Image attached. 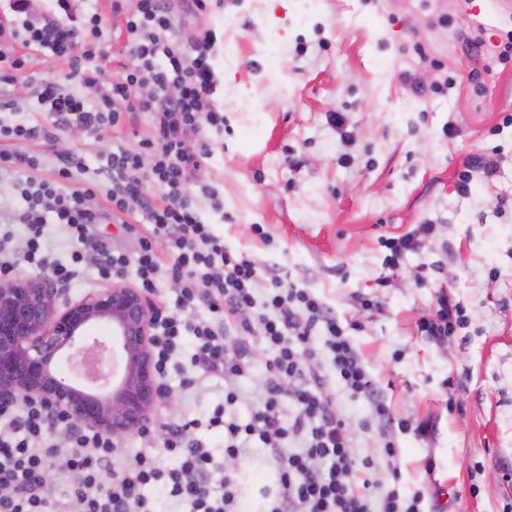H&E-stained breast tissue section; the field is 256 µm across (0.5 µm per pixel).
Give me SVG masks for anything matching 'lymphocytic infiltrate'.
Listing matches in <instances>:
<instances>
[{
    "label": "lymphocytic infiltrate",
    "instance_id": "1",
    "mask_svg": "<svg viewBox=\"0 0 512 512\" xmlns=\"http://www.w3.org/2000/svg\"><path fill=\"white\" fill-rule=\"evenodd\" d=\"M33 0H9L10 12L0 16V84L14 81L26 66L16 45L64 61L71 77L95 87L93 102L70 93L54 80L42 81L35 97L43 111L86 130L103 132L135 112L151 113L153 136L142 151L112 152L106 156L109 184L105 197L112 218L122 221L129 202L138 198L150 224L135 253L109 249L93 237L91 224L98 213L90 201L94 189L73 186L75 173L84 171L81 156L58 159L57 180L38 178V157L24 150V142L50 138L39 125H0V139L14 142L0 150V167L24 172L19 181L26 203L18 221L26 234L20 250H12V230L0 232V275L24 265L50 271L68 284L86 270L98 281L121 282L135 274V288L155 294L162 269L156 251L164 239L172 263L169 272L179 284L175 305L155 310L154 363L160 394L169 391V362L183 336L195 339L194 366L224 380V402L207 421L187 413L170 414L145 430L148 450L119 458L111 435L69 421L52 422L45 407L33 399L0 407V512H155L145 498L146 487L162 489L170 502L186 504L190 512H241L238 471L215 476L212 456L189 433L200 424L224 432V455L242 458L259 451L275 470L276 486L263 491L264 512H425L423 493L403 496L396 431L424 435L426 422L409 424L395 417L381 386L370 376L330 307L308 289L285 283L273 275L261 279L251 258L229 252L223 239L201 221L185 186L211 154L207 140L190 144L188 133L224 123L210 97L217 84L212 64L215 39L206 32L192 50L168 38L171 18L164 0H139L124 15L122 0H112L113 15H124L132 60L119 76L105 80L95 65L104 30L99 15L72 25L53 16L33 14ZM164 187L155 203L144 197L146 182ZM54 219L74 244L69 262L56 261L44 241V224ZM209 315L193 317L197 305ZM466 322L460 303L438 291L418 330L445 341ZM323 327L335 369L344 385L371 406L378 417L379 451L386 462L389 489L373 494L365 476L369 459L355 460L346 423L336 411L329 382L318 370L311 344L315 327ZM273 353L266 365L262 397L247 417L235 411L241 393L238 382L252 372L253 345ZM294 415H286L287 404ZM64 460L65 473L76 475L71 496H58L45 478L46 460Z\"/></svg>",
    "mask_w": 512,
    "mask_h": 512
}]
</instances>
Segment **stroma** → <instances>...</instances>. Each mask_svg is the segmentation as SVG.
Returning <instances> with one entry per match:
<instances>
[{"mask_svg":"<svg viewBox=\"0 0 512 512\" xmlns=\"http://www.w3.org/2000/svg\"><path fill=\"white\" fill-rule=\"evenodd\" d=\"M174 25L168 37L191 49L205 31L216 35L213 102L221 129L205 128L212 153L187 186L200 216L225 246L310 289L332 307L361 359L385 387L391 411L427 420L425 437L397 433L407 491L441 489L438 512H512V64L497 66L487 89L472 76L485 63L468 42L462 20L484 19L488 38L512 30V0H223L196 14L186 0H166ZM99 14L104 26L98 65L117 75L129 62L123 18L111 0H76L75 21ZM444 13L448 22L429 26ZM444 69L416 67V42ZM448 95L432 93L444 78ZM59 81L91 100L92 88L68 76L60 62L30 55L28 68L0 99L16 110L0 122L51 128L53 138L27 142L41 160L39 177L55 175L58 155H81L78 182L95 188L99 218L92 234L108 248L134 253L147 216L132 205L116 224L99 187L107 183L103 155L138 151L153 135L150 113L102 135L55 125L33 97L34 81ZM426 88L411 94V84ZM346 116L336 129L330 113ZM496 163V177L475 171L458 187L465 163ZM431 223L435 230L398 269L383 265L382 239ZM466 310L467 324L448 343L417 331L438 290ZM192 338H185L170 374L172 412L206 418L224 401L221 378L198 377ZM336 409L353 454H374L376 420L334 374ZM198 377L194 389L183 378ZM436 468L427 471V458ZM273 469L253 455L241 470L244 512H257Z\"/></svg>","mask_w":512,"mask_h":512,"instance_id":"35a3bbf8","label":"stroma"}]
</instances>
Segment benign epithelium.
I'll list each match as a JSON object with an SVG mask.
<instances>
[{"instance_id":"1","label":"benign epithelium","mask_w":512,"mask_h":512,"mask_svg":"<svg viewBox=\"0 0 512 512\" xmlns=\"http://www.w3.org/2000/svg\"><path fill=\"white\" fill-rule=\"evenodd\" d=\"M60 294L47 275L0 277V404L37 399L120 440L145 430L159 397L153 305L121 285L62 305ZM97 325L112 338L92 336ZM62 358L79 381L59 372Z\"/></svg>"}]
</instances>
